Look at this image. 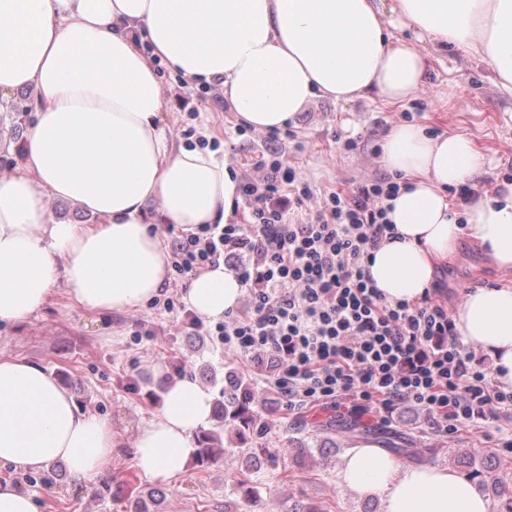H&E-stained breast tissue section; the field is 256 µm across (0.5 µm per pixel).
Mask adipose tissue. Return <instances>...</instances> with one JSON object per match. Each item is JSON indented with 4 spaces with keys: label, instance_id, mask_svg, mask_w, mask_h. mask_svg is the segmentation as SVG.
Wrapping results in <instances>:
<instances>
[{
    "label": "adipose tissue",
    "instance_id": "1",
    "mask_svg": "<svg viewBox=\"0 0 512 512\" xmlns=\"http://www.w3.org/2000/svg\"><path fill=\"white\" fill-rule=\"evenodd\" d=\"M398 22L441 47L477 53L512 88V0H0V95L31 90L35 117L21 165L0 177V325L41 310L60 283L92 312L158 297L170 255L145 219L150 203H159L161 223L185 229L231 217L237 184L226 160L175 144L159 122L157 63L190 84L222 83L244 123L272 130L320 98L411 99L428 61L418 44L395 36ZM380 162L409 183L387 202L399 238L376 249L369 267L387 299L421 297L437 261L465 237L512 272V184L458 211L446 194L485 165L469 136L400 123ZM49 194L93 223L54 220ZM242 294L220 263L191 278L184 300L217 321ZM453 320L512 387V284L466 293ZM211 410L198 382L169 383L131 450L137 470L154 480L182 475ZM117 446L109 420L82 409L39 365L0 351V466L27 474L60 459L89 485ZM339 477L356 495L378 498L380 512H492L453 470L407 465L369 442L348 453Z\"/></svg>",
    "mask_w": 512,
    "mask_h": 512
}]
</instances>
